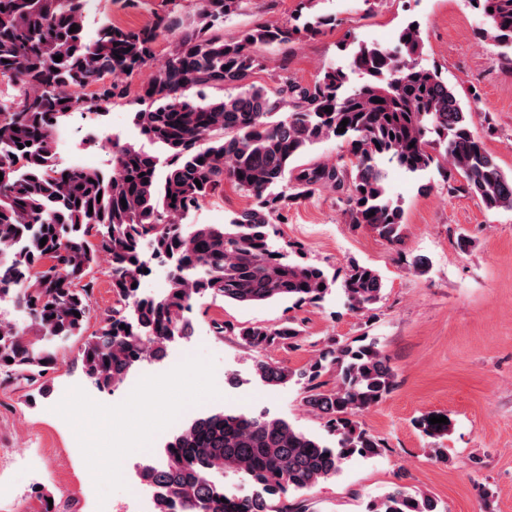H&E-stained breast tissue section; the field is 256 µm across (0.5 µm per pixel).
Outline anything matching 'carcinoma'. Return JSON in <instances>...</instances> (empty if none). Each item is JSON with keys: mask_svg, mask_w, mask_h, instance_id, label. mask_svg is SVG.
<instances>
[{"mask_svg": "<svg viewBox=\"0 0 512 512\" xmlns=\"http://www.w3.org/2000/svg\"><path fill=\"white\" fill-rule=\"evenodd\" d=\"M469 2L485 20L480 36L502 47L512 65V0ZM86 3L0 0L6 18L0 76L16 82V94L0 105V301L10 299L35 329L30 340L0 320V373L8 377L43 376L57 365L54 341L83 335L92 294L85 278L102 254L112 260L115 302L80 351L84 375L101 389L116 386L146 360L162 359L169 337L192 335L188 313L204 295L242 306L288 299L317 307L338 282L351 309L370 311L383 293L374 268L353 262L343 277H331L297 248L275 247L273 236L288 204L331 188L343 195L348 223L400 243L404 209L388 196L381 159L409 174L441 161L449 189H462L488 211L512 210V175L472 131L474 109L462 104L441 72L421 65L424 41L412 21L392 46L347 40V69L327 67L310 84L286 78L268 90L253 82L264 67L262 49L311 39L336 25V17L313 11L314 0H302L304 14L259 21L232 38L224 37V22L251 0H195L189 21L172 11L139 27L107 21L92 40L84 34ZM168 34L169 51L141 87L132 113L143 143L113 139L108 173L55 164L60 125L76 112L124 99L128 89L120 77L151 64L158 40ZM88 87L94 91L85 98ZM209 90L223 95L210 97ZM332 139L345 149L342 163L297 165ZM458 176L459 187L452 184ZM226 181L252 198L249 208L225 224L183 223ZM146 242L171 266L160 295L138 287L146 276ZM47 259L54 264L40 270ZM230 332L260 355L255 368L265 383L294 376L262 355L273 347L301 348L305 336L296 321ZM327 373L335 376L332 388L322 381ZM299 376L307 383L305 406L325 421L333 441L264 414L200 415L170 438L161 463L143 465L156 512H174L176 503L184 512H302L288 503V493L336 477L353 458L383 454L384 442L357 420L393 389L390 358L374 339L332 338ZM219 470L256 490L236 495L215 481ZM366 512L446 510L400 486Z\"/></svg>", "mask_w": 512, "mask_h": 512, "instance_id": "1", "label": "carcinoma"}]
</instances>
